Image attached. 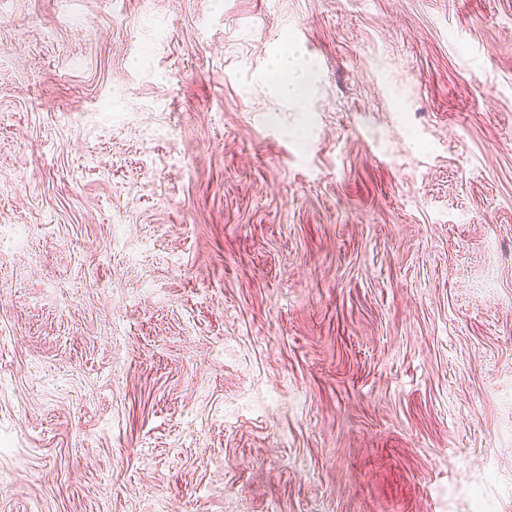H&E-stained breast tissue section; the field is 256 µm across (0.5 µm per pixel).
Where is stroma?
<instances>
[{"instance_id":"35a3bbf8","label":"stroma","mask_w":512,"mask_h":512,"mask_svg":"<svg viewBox=\"0 0 512 512\" xmlns=\"http://www.w3.org/2000/svg\"><path fill=\"white\" fill-rule=\"evenodd\" d=\"M1 180L0 512H512V0H0ZM313 63L305 60L295 48L288 50V55L281 56L274 64V72L279 80L271 85V90L280 97L291 98L309 81Z\"/></svg>"}]
</instances>
